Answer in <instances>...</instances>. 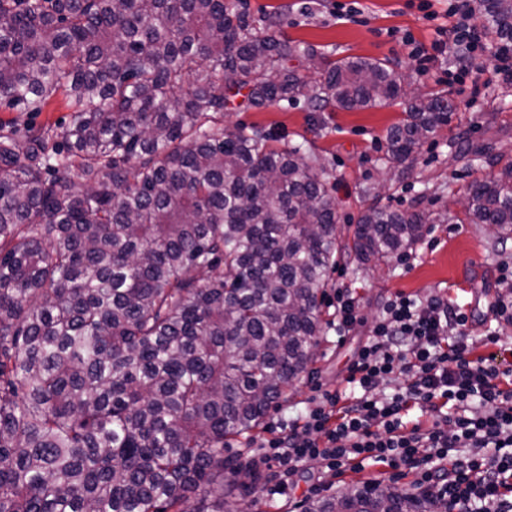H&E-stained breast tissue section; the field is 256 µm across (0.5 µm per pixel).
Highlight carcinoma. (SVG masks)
Here are the masks:
<instances>
[{
	"label": "carcinoma",
	"instance_id": "1",
	"mask_svg": "<svg viewBox=\"0 0 512 512\" xmlns=\"http://www.w3.org/2000/svg\"><path fill=\"white\" fill-rule=\"evenodd\" d=\"M512 42V0H480ZM255 22L244 0H0V512H232L224 459L300 380L329 272L377 264L438 218L376 204L340 239L326 172L262 127L224 131L239 96L315 112L400 95L387 60L343 57ZM414 94L386 133L401 167L451 121ZM82 179L69 184L72 172ZM472 224L512 234V161L469 191ZM388 483L304 512H423ZM20 112H10L0 107V123L11 120H18V123H28L34 126H62L70 115L69 110L62 104H56L52 110L38 112L31 115H22Z\"/></svg>",
	"mask_w": 512,
	"mask_h": 512
}]
</instances>
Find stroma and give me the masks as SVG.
Returning <instances> with one entry per match:
<instances>
[{"label": "stroma", "mask_w": 512, "mask_h": 512, "mask_svg": "<svg viewBox=\"0 0 512 512\" xmlns=\"http://www.w3.org/2000/svg\"><path fill=\"white\" fill-rule=\"evenodd\" d=\"M254 17L283 7L288 22L281 32L288 40L310 43L334 57L388 59L406 74L405 93L431 88L447 89L457 109L448 127L420 143L408 174L393 178L381 165L385 135L404 116L400 101L372 109L311 111L304 101L262 108L240 106L226 112L225 127L238 124L270 129L283 142L305 143L326 166L342 237H350L363 206L370 202L394 210L414 207L448 216L445 224L427 225L423 238L407 252L390 256L381 265L361 266L342 257L330 274V288L352 289L360 304L361 321L344 339H337L332 324H325L318 352L300 382L284 401L273 406L270 417L296 419L314 386L335 390L343 385L348 368L368 339L373 320L388 297L402 292L419 299L440 294L463 296L474 285L489 287L492 295L504 291L498 265L512 262V236L497 239L488 226L468 223L455 200L477 179L491 172L475 159L477 149L488 150L499 162L512 161V82L493 71L492 58L478 60L474 76L477 97L446 88L444 72L454 67L452 50L439 53L435 62L420 66L410 56L403 35L431 47L434 25L425 20L412 0H360L361 15L338 19L337 4L351 0H247ZM490 301L472 312V331L492 332L499 339L496 351L503 365L512 366V325L495 322ZM316 464L302 467L294 478L290 499L260 496L258 512H302L308 487L321 479Z\"/></svg>", "instance_id": "stroma-1"}]
</instances>
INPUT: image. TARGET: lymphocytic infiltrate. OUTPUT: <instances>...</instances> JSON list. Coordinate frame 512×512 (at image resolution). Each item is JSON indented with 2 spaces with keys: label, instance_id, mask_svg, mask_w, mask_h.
<instances>
[{
  "label": "lymphocytic infiltrate",
  "instance_id": "1",
  "mask_svg": "<svg viewBox=\"0 0 512 512\" xmlns=\"http://www.w3.org/2000/svg\"><path fill=\"white\" fill-rule=\"evenodd\" d=\"M418 9L438 38L428 50L404 36L411 57L453 47L461 62L448 82L464 83L487 49L469 0H448L443 12L419 0ZM470 320L439 295L389 297L345 388L317 391L300 421L274 422L259 441L257 462L273 471L267 495L286 496L290 476L311 462L327 474L382 466L414 473L424 502L447 512H512V369L476 356L498 339L471 336Z\"/></svg>",
  "mask_w": 512,
  "mask_h": 512
}]
</instances>
